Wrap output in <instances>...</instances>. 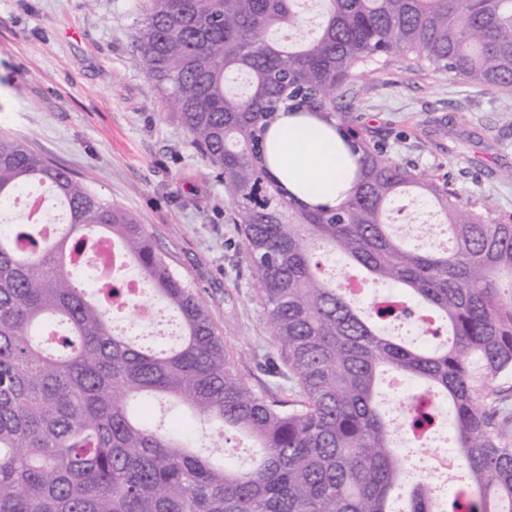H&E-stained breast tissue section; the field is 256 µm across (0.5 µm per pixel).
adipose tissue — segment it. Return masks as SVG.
<instances>
[{
    "mask_svg": "<svg viewBox=\"0 0 512 512\" xmlns=\"http://www.w3.org/2000/svg\"><path fill=\"white\" fill-rule=\"evenodd\" d=\"M273 175L302 199L339 204L352 187L343 141L335 129L309 118L279 116L268 138Z\"/></svg>",
    "mask_w": 512,
    "mask_h": 512,
    "instance_id": "ef3b65f1",
    "label": "adipose tissue"
}]
</instances>
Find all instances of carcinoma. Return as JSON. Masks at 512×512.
<instances>
[{
    "label": "carcinoma",
    "mask_w": 512,
    "mask_h": 512,
    "mask_svg": "<svg viewBox=\"0 0 512 512\" xmlns=\"http://www.w3.org/2000/svg\"><path fill=\"white\" fill-rule=\"evenodd\" d=\"M144 0L133 61L177 112L192 146L224 184L244 260L277 346L269 374L289 395L256 386L193 287L174 274L136 216L69 172L0 135V207L39 186L59 202L62 231L0 230V512H512V220L468 204L434 174L383 155L347 119L340 94L354 68L412 53L432 73L512 90V0ZM286 111L343 136L352 189L313 205L271 174L267 134ZM411 194L438 205L448 245L420 249L392 230L391 204ZM118 259L113 279L138 268L180 321L170 348H151L112 325L109 297L76 283L73 256L99 238ZM320 247L338 253L395 300L357 305L321 276ZM426 316L432 348L380 323ZM421 383L399 422L380 409L379 384ZM449 400L461 472L447 497L401 454ZM186 405L250 437L248 466L196 431L166 432L139 418L147 399Z\"/></svg>",
    "instance_id": "obj_1"
}]
</instances>
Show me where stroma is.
Instances as JSON below:
<instances>
[{
  "mask_svg": "<svg viewBox=\"0 0 512 512\" xmlns=\"http://www.w3.org/2000/svg\"><path fill=\"white\" fill-rule=\"evenodd\" d=\"M142 0H0V134L68 169L137 216L171 270L204 297L237 366L272 378L274 339L242 258L232 202L133 63ZM349 120L389 159L450 173L460 199L512 219V93L442 80L413 55L368 63L346 87ZM394 224L439 244L438 217L410 198Z\"/></svg>",
  "mask_w": 512,
  "mask_h": 512,
  "instance_id": "stroma-1",
  "label": "stroma"
}]
</instances>
